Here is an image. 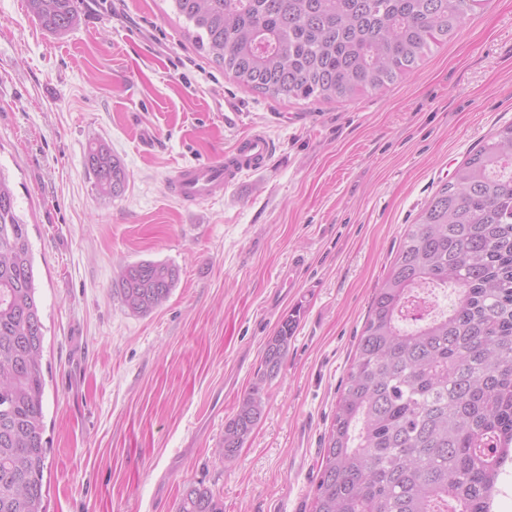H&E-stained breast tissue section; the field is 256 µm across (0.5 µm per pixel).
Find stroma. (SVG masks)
I'll use <instances>...</instances> for the list:
<instances>
[{"mask_svg": "<svg viewBox=\"0 0 512 512\" xmlns=\"http://www.w3.org/2000/svg\"><path fill=\"white\" fill-rule=\"evenodd\" d=\"M73 5L81 21L59 36L25 0H0V168L29 226L46 327L45 512H175L191 484L224 512H311L336 402L405 229L512 123V0H489L404 82L330 102L240 86L170 0ZM255 130L277 146L265 171L190 209L168 193L175 168ZM96 140L125 167L120 198L94 190ZM141 260L180 273L144 316L116 292ZM291 314L263 415L222 459L224 424Z\"/></svg>", "mask_w": 512, "mask_h": 512, "instance_id": "obj_1", "label": "stroma"}]
</instances>
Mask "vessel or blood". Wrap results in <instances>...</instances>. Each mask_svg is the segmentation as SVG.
<instances>
[{"instance_id": "b4317fda", "label": "vessel or blood", "mask_w": 512, "mask_h": 512, "mask_svg": "<svg viewBox=\"0 0 512 512\" xmlns=\"http://www.w3.org/2000/svg\"><path fill=\"white\" fill-rule=\"evenodd\" d=\"M274 152L270 138L254 131L240 138L216 161L178 168L168 186L183 205L192 206L236 185L244 176L263 170Z\"/></svg>"}]
</instances>
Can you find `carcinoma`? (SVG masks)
Masks as SVG:
<instances>
[{
  "label": "carcinoma",
  "mask_w": 512,
  "mask_h": 512,
  "mask_svg": "<svg viewBox=\"0 0 512 512\" xmlns=\"http://www.w3.org/2000/svg\"><path fill=\"white\" fill-rule=\"evenodd\" d=\"M199 49L238 84L295 100H351L412 75L488 0H170ZM46 31L79 25L72 0H27ZM86 166L103 199L125 191L109 146ZM179 279L167 262L125 266L118 292L134 315L166 303ZM454 289L444 312L407 327L433 288ZM295 320L265 345L263 368L224 424L236 456L261 418ZM45 326L27 224L0 170V512H44ZM512 465V124L498 129L409 225L372 298L320 460L312 512H493ZM177 512H224L187 488Z\"/></svg>",
  "instance_id": "carcinoma-1"
}]
</instances>
